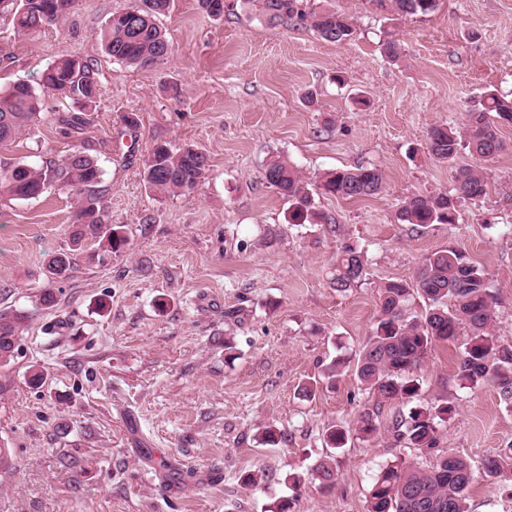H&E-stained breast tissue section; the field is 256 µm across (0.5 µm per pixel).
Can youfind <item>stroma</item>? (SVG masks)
Returning <instances> with one entry per match:
<instances>
[{
    "label": "stroma",
    "instance_id": "stroma-1",
    "mask_svg": "<svg viewBox=\"0 0 512 512\" xmlns=\"http://www.w3.org/2000/svg\"><path fill=\"white\" fill-rule=\"evenodd\" d=\"M136 0H74L55 24L15 31L0 16V89L39 88L62 57L94 60L97 97L79 132L60 119L72 103L42 94L36 122L0 161L32 166L81 150L101 169L98 190L126 245L72 249L81 194L49 188L36 199L0 198V313L23 312L19 350L0 366V512H366L382 465L416 460L387 434L329 449L323 435L353 423L368 398L353 372L298 387L331 359L353 357L377 314V285L411 280L429 254L463 249L485 268L496 297L495 333L512 344V124L507 148L484 161L488 194L462 203L455 224L411 229L400 203L452 189L447 164L426 149L439 124L463 126L485 92L512 97V0H440L425 16L391 13L388 0H307L349 18L346 43L307 25L273 26L260 0H224L213 18L198 0H174L158 16L171 54L148 67L105 53L99 34ZM398 39L397 61L381 54ZM192 146L209 169L191 191H153L143 177L156 145ZM283 158L308 179L364 166L382 190L349 201L316 196L323 224L286 220L288 202L264 178ZM364 251L369 276L331 288L337 251ZM74 250L68 279L49 283L48 255ZM56 295L44 307L45 289ZM237 357L227 361L225 337ZM455 344L438 343L418 368L417 403L455 398L440 448L480 469L512 442V410L493 384L461 388ZM41 385L29 382L33 371ZM278 445L260 444L263 430ZM331 456L336 484L308 479ZM262 471L257 486L247 474ZM303 475L293 488L287 476ZM470 512H512V489L479 477Z\"/></svg>",
    "mask_w": 512,
    "mask_h": 512
}]
</instances>
